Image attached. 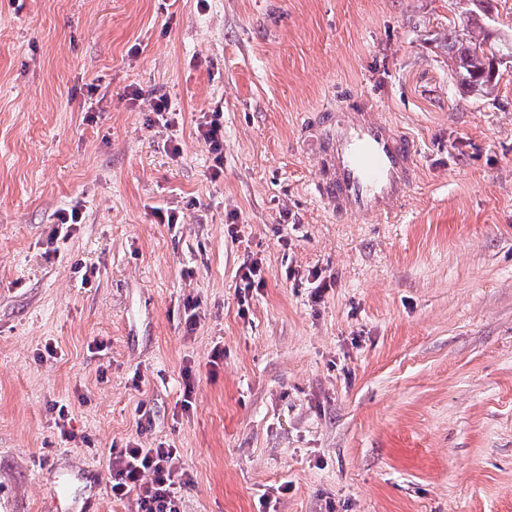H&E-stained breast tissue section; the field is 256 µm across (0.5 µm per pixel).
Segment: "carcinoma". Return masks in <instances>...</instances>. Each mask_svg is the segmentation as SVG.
I'll return each instance as SVG.
<instances>
[{"mask_svg":"<svg viewBox=\"0 0 512 512\" xmlns=\"http://www.w3.org/2000/svg\"><path fill=\"white\" fill-rule=\"evenodd\" d=\"M477 45L483 50L476 51ZM506 57H512V43L493 37L488 26L479 23L477 14H469L462 24L448 21V65L461 94L488 93L498 84Z\"/></svg>","mask_w":512,"mask_h":512,"instance_id":"cac0c4a2","label":"carcinoma"}]
</instances>
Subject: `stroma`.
I'll return each instance as SVG.
<instances>
[{
	"mask_svg": "<svg viewBox=\"0 0 512 512\" xmlns=\"http://www.w3.org/2000/svg\"><path fill=\"white\" fill-rule=\"evenodd\" d=\"M468 4L0 0V512L61 478L136 512L108 451L162 443L180 512H512V66L459 93ZM353 93L418 141L392 224L313 191L306 130ZM218 116L217 114L213 115L211 120L201 122L197 127L205 141L209 144L216 168L221 167L224 161V131L221 130L223 126L219 123ZM241 282L243 283V287H240L241 290H244L243 301L241 299V305L245 306L246 304V291L249 292L251 289L262 288L265 285V276L261 267L258 264V261H251L250 263H244L241 267Z\"/></svg>",
	"mask_w": 512,
	"mask_h": 512,
	"instance_id": "1",
	"label": "stroma"
}]
</instances>
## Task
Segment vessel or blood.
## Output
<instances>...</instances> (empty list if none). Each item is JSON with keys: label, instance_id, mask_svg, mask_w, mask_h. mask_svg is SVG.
Wrapping results in <instances>:
<instances>
[{"label": "vessel or blood", "instance_id": "vessel-or-blood-1", "mask_svg": "<svg viewBox=\"0 0 512 512\" xmlns=\"http://www.w3.org/2000/svg\"><path fill=\"white\" fill-rule=\"evenodd\" d=\"M315 190L333 213L390 222L419 179L418 145L362 95L339 102L318 133Z\"/></svg>", "mask_w": 512, "mask_h": 512}]
</instances>
